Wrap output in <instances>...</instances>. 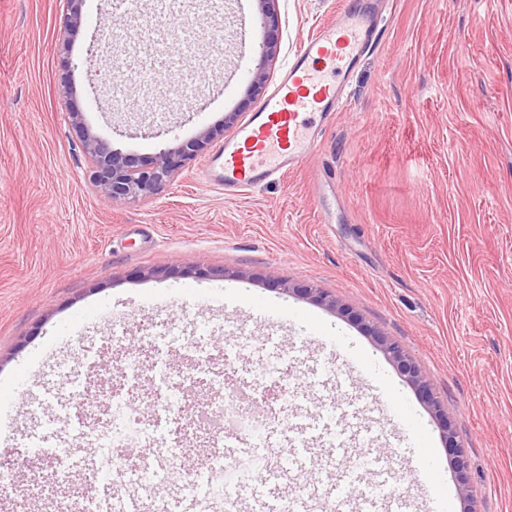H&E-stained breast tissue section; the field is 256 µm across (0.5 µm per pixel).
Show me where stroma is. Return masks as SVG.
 <instances>
[{
    "instance_id": "35a3bbf8",
    "label": "stroma",
    "mask_w": 512,
    "mask_h": 512,
    "mask_svg": "<svg viewBox=\"0 0 512 512\" xmlns=\"http://www.w3.org/2000/svg\"><path fill=\"white\" fill-rule=\"evenodd\" d=\"M112 2L84 0L83 23L68 32L64 0H0V386L20 388L0 457L24 487L0 512H53L60 497L99 493L78 460L50 472L29 447L43 434L77 433L63 376L83 373V348L107 333L119 346L78 390L105 403L106 383L123 382L120 361L152 342L163 355L131 395L147 427L157 426L153 398L175 373L205 371L213 388L232 390L284 364L290 393L276 409L298 430L306 412L358 401L371 451L406 492L416 454L378 411L399 395L433 442L452 512H512V0H376L379 40L300 168L230 196L203 181L196 160L136 201L92 186L64 82L86 125L141 161L205 128L223 141L235 133L225 113L255 112L302 41L360 0H274L278 57L263 94L250 95L245 81L219 99L212 85L227 64L255 66L266 38L261 26H241L255 0H141L133 18ZM159 11L175 30L194 17L209 52L170 46L175 67L156 83L130 76L95 39ZM106 69L124 87L123 105L93 79ZM161 83L171 100L208 102L205 116L157 101ZM306 287L337 308L304 297ZM260 299L292 319L258 314ZM382 337L428 375L436 407L383 354ZM446 428L465 470L448 453ZM212 461L203 437L186 430L160 492Z\"/></svg>"
}]
</instances>
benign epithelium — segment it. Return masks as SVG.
Instances as JSON below:
<instances>
[{
	"mask_svg": "<svg viewBox=\"0 0 512 512\" xmlns=\"http://www.w3.org/2000/svg\"><path fill=\"white\" fill-rule=\"evenodd\" d=\"M257 2L261 25L271 33V36L260 47L259 63L251 84L254 92L263 88L267 69L272 66L277 56V41L272 33L276 32L278 27L277 16L267 7L270 0ZM66 4L64 27L71 29L80 26L82 0H66ZM67 119L72 127L81 132L92 185L100 194L114 200L149 198L158 194L177 173L204 153L215 136L213 130L205 129L194 140L165 150L151 163L142 165L135 158L112 149L104 139L94 134L85 125L83 113L76 111L70 102L67 103ZM382 347L388 358L404 373L408 382L432 407H438L431 392L430 381L413 360L393 342L384 340Z\"/></svg>",
	"mask_w": 512,
	"mask_h": 512,
	"instance_id": "benign-epithelium-1",
	"label": "benign epithelium"
}]
</instances>
